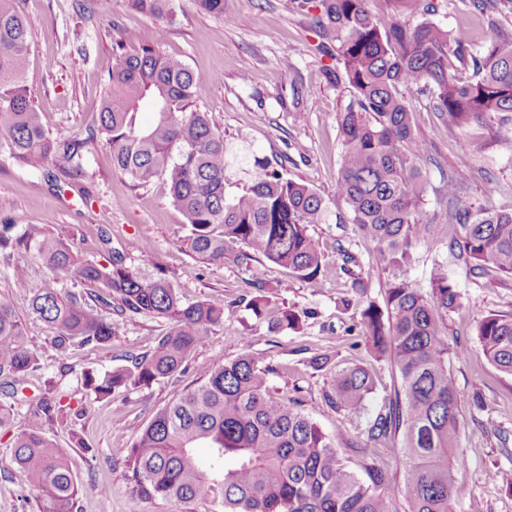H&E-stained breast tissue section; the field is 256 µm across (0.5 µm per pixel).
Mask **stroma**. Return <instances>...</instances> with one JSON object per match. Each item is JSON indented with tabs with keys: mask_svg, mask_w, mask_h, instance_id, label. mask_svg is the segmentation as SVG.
<instances>
[{
	"mask_svg": "<svg viewBox=\"0 0 512 512\" xmlns=\"http://www.w3.org/2000/svg\"><path fill=\"white\" fill-rule=\"evenodd\" d=\"M19 8L31 33L28 81L53 135H79L91 124L116 50L133 53L156 44L191 69L217 76L198 88L196 105L224 135L231 169L227 193L242 188L258 159L316 190L327 208L325 223L310 229L325 255L318 280L291 277L265 261L259 266L263 293L273 307L313 310V318L304 321L300 331H270L267 320L238 307L223 326L214 328L177 380L164 379L103 401L82 389L81 371H104L124 364L128 356L153 351L167 322L146 315L123 317L110 345L80 347L61 357L51 344L54 329L30 313L31 289L12 284L13 264L35 259V252L21 251L8 261L0 258V292H11L28 345L38 352L44 374H63L74 394L70 407L46 433L64 446L75 432L87 442L73 451V470L85 488L82 512H127L132 485L113 449L131 447L136 430L158 409L215 366L238 357L245 350V336L250 339L246 350L255 359L280 365V372L269 380L274 394L297 399L300 410L328 434L356 437L389 398L395 378L387 364L377 361L366 346L353 345L346 332L359 321L362 301L350 276L340 269L343 255L355 256L354 272L369 279L372 300L382 298L377 283L384 273L375 261L373 244L358 238L351 223L336 220L344 210L335 193L343 156L336 117L349 93L328 82L331 60L316 50L320 37L308 13L285 7L284 0H224V15L218 18L202 11L196 0H175V20L163 26L128 10L124 0H112L105 17L79 11L76 0H19ZM433 20L454 37L480 44L490 39L491 23L512 30V0H496L488 17L442 6ZM406 100L415 111V132L423 147L418 161L426 183L423 215L441 232L440 239L420 245L411 275L428 287L435 263H443L462 296L460 307L446 319L449 344L466 350L464 357L448 363L461 398L460 448L466 459L456 474L459 492L452 512H512V489L488 478L492 472L512 474V376L487 361L475 335L482 316L512 315V277H474L449 258L448 240L455 227L448 222L441 196L449 173L464 171L469 175L463 189L467 202L512 210V145L506 143L512 127L491 114L466 129L451 128L431 112L427 97L410 93ZM82 182L87 198L56 192L37 171L0 150V224L11 225L15 236L28 225H38L44 233L63 238L82 261L106 263L107 250L113 247L133 269L151 272L162 267L187 303H227L252 294L247 272L232 262L212 264L192 253L183 216L172 205L164 181L134 189L113 169L108 149L99 144ZM143 195L151 198V206H141ZM104 231L112 238L111 247L100 241ZM320 354L329 357L322 369L311 363ZM355 365L374 372L376 389L360 414L344 417L326 407L323 393L331 372ZM476 393L483 399L480 411L470 404ZM24 424L18 416L0 427V512H38L35 493L10 454L13 437ZM101 485L112 489L105 506L96 495Z\"/></svg>",
	"mask_w": 512,
	"mask_h": 512,
	"instance_id": "stroma-1",
	"label": "stroma"
}]
</instances>
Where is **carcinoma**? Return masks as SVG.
I'll return each mask as SVG.
<instances>
[{"mask_svg": "<svg viewBox=\"0 0 512 512\" xmlns=\"http://www.w3.org/2000/svg\"><path fill=\"white\" fill-rule=\"evenodd\" d=\"M18 0H0V149L53 182L58 174L84 197L82 177L89 146L105 143L112 167L133 186L163 179L172 204L189 229L190 249L214 264L232 261L263 287L255 263L265 260L303 280L321 275L325 256L309 233L322 224L321 196L308 186L254 160L255 173L243 189L226 195L228 161L224 135L209 113L194 105L205 83L179 57L155 48L113 55L100 110L86 135L58 139L37 111L27 82L29 30ZM127 8L164 20L173 0H124ZM311 13L322 32L320 53L336 59L329 80L350 94L337 115L344 152L336 193L347 205L354 231L375 246L383 304L365 301L360 321L346 333L357 335L396 375L385 403L360 432L345 440L364 450L366 483L345 463L337 446L342 433L325 434L296 402L274 396L269 377L277 373L249 352V339L234 360L213 368L207 378L182 391L136 433L131 448H115L133 484L130 512L141 503L174 499L210 501L213 512H452L458 493L456 473L465 467L460 452V396L448 370L452 348L444 333L448 313L461 294L437 267L424 291L409 273L417 247L436 239V225L423 220L425 186L416 160L422 147L414 134L413 110L404 91L430 96L431 111L459 129L486 114L512 123V32L498 31L474 46L453 37L429 19L434 0H385L392 10L386 25L373 17L369 0H290ZM491 0H448L470 13H482ZM404 15L422 20L410 25ZM470 71V76L462 72ZM155 114L142 128L137 114ZM468 174L448 175V223L458 227L448 254L465 262L468 273L512 275V211H494L460 200ZM0 228V255L34 248L37 259L13 267L18 288L38 283L32 314L53 325L52 346L67 355L73 348L106 346L116 334L112 314L163 318L169 330L151 354L131 356L128 364L104 372L84 370L81 383L97 399L148 386L181 374L186 363L224 323L230 308L209 300L186 304L163 270L142 272L112 252L109 265L80 262L59 237L36 228L12 236ZM73 268L68 288L48 271ZM271 301L255 295L246 302L258 319ZM311 310L282 307L274 330L297 331ZM476 336L488 361L512 375V317L488 314L477 321ZM40 357L25 339L11 295L0 293V426L28 404V424L14 438L13 461L35 491L39 512H81L82 487L70 466L72 449L61 448L44 431L63 414L68 394L47 376L28 398ZM376 387L363 367L342 368L330 378L324 399L337 414L359 413ZM401 441L396 459L403 479L394 481L377 463L379 450ZM210 450L198 464L195 449Z\"/></svg>", "mask_w": 512, "mask_h": 512, "instance_id": "obj_1", "label": "carcinoma"}]
</instances>
